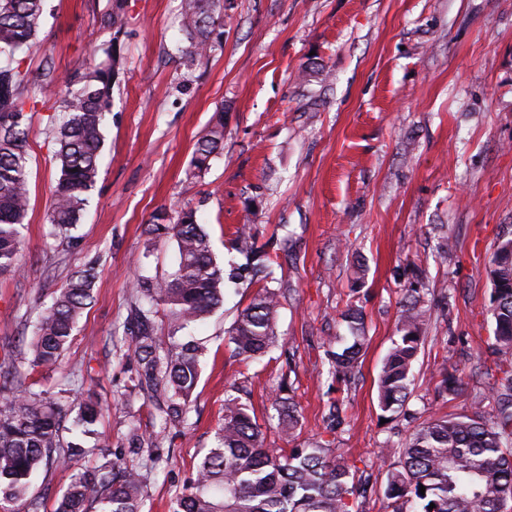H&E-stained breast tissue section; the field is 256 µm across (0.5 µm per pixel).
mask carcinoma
Here are the masks:
<instances>
[{
    "mask_svg": "<svg viewBox=\"0 0 512 512\" xmlns=\"http://www.w3.org/2000/svg\"><path fill=\"white\" fill-rule=\"evenodd\" d=\"M45 0H0V274L17 269L22 229L30 198L29 95L24 55L35 45ZM181 27L188 46L183 65L191 70L206 59L222 35L224 0H181ZM100 25L112 39L102 56L79 79L62 83L52 72L39 84L43 97L55 98L61 117L50 120L58 145L60 175L52 194L48 221L53 234L71 240V230L90 204L89 192L98 174L106 115L113 90L124 71L117 42L126 33V0H111ZM224 143V114L198 141L193 167L202 170ZM151 231L174 240L175 270L164 278L141 276L135 282L142 305L136 309L139 329L129 345L137 361L134 387L156 400L158 430L130 432L129 453L151 447L150 462H163L159 437L185 422L191 396L200 378L201 347L179 336L154 333L158 308L183 325L196 323L224 302V268L213 257L208 234L197 211L180 208L175 218L154 216ZM239 250L247 264L258 263L273 278L264 252L246 228L239 231ZM489 313L493 319L490 344L495 360L494 383L473 398L471 413L431 418L418 425L402 448H389L384 512H500L512 499V236L503 237L489 261ZM94 269L75 272L52 293L36 319L23 349L31 355L26 370L11 358L0 364V509L40 512L42 497L33 492L36 474L59 464L73 467L70 483L56 502L55 512H142L144 486L138 467L124 457L107 458L106 441L93 426L101 417L97 401L70 400L72 381L56 392L34 389L32 371L54 370L74 340L79 321L93 299ZM421 288H407L400 302L397 338L378 375L379 406L393 414L406 409L413 384V365L425 340L430 308ZM276 290L264 287L237 315L229 331L237 356L257 359L276 343ZM353 342L327 352L329 373L349 382L355 377L365 345L361 310L345 314ZM438 393L457 394L455 375L443 369ZM278 427L293 433L299 411L291 399L276 397ZM76 412L71 427L66 416ZM94 439L90 446L67 441L65 429ZM106 461L92 469L80 465L87 456ZM425 493H420V487ZM365 485L354 480L352 467L329 448L271 450L248 406L237 396L224 399V418L216 446L208 449L191 483L175 499L172 512H356L366 496ZM435 508H430V505Z\"/></svg>",
    "mask_w": 512,
    "mask_h": 512,
    "instance_id": "carcinoma-1",
    "label": "carcinoma"
}]
</instances>
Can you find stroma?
I'll return each instance as SVG.
<instances>
[{
    "instance_id": "35a3bbf8",
    "label": "stroma",
    "mask_w": 512,
    "mask_h": 512,
    "mask_svg": "<svg viewBox=\"0 0 512 512\" xmlns=\"http://www.w3.org/2000/svg\"><path fill=\"white\" fill-rule=\"evenodd\" d=\"M179 3L128 0L124 72L100 174L68 244L49 234L56 104L29 113L30 207L19 269L0 275V359L18 353L51 292L94 267V298L61 369L33 378L56 391L82 371L73 398L96 395L101 437L113 453H127L131 428L152 431L156 416L131 387L134 283L164 277L176 262L174 241L150 232L153 215L195 208L222 266L237 259V230L250 225L283 293L278 341L245 360L228 340L260 289L247 278L194 327L204 347L200 380L184 425L165 440L168 463L141 470L143 512H171L214 445L229 394L253 411L270 448L290 443L271 401L293 397L301 411L295 442L347 458L372 488L359 512H381V449L401 445L431 416L470 413L473 389L490 381L487 268L512 231V0H229L219 42L190 73L181 63ZM107 5L46 0L22 65L30 88L45 64L61 78L93 64L110 39L99 23ZM219 110L224 146L190 177L195 144ZM446 239L443 262L437 248ZM417 281L428 289L431 321L409 412L387 421L378 373L399 301ZM351 304L364 314L367 339L347 384L329 375L326 352L346 335L341 314ZM448 358L463 370L452 399L435 390ZM336 398L346 421L332 431L325 416Z\"/></svg>"
}]
</instances>
